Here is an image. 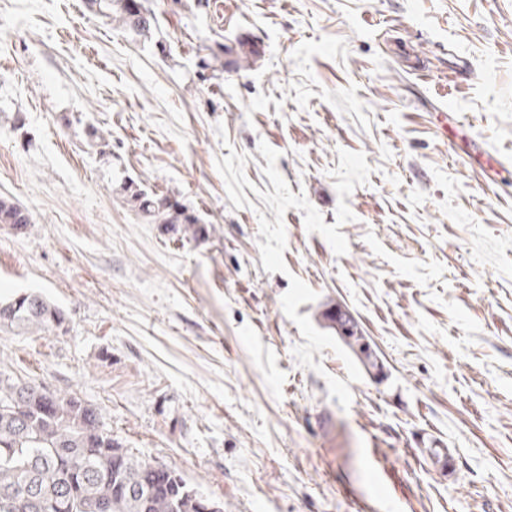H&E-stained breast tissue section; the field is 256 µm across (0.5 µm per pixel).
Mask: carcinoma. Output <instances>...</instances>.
I'll list each match as a JSON object with an SVG mask.
<instances>
[{"mask_svg": "<svg viewBox=\"0 0 512 512\" xmlns=\"http://www.w3.org/2000/svg\"><path fill=\"white\" fill-rule=\"evenodd\" d=\"M94 14L138 35L156 28L148 0H88ZM122 191L153 224H182L197 236L201 217L188 206L167 208L168 196L137 182ZM0 224L27 229L30 216L20 205L0 198ZM64 321L62 310L40 294L0 299V327L45 330ZM347 343L358 347L368 368L376 359L352 320L337 323ZM112 439L99 413L75 394L0 377V512H197L201 492L172 469L122 449L109 459Z\"/></svg>", "mask_w": 512, "mask_h": 512, "instance_id": "carcinoma-1", "label": "carcinoma"}]
</instances>
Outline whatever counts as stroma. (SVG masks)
Listing matches in <instances>:
<instances>
[{"label":"stroma","mask_w":512,"mask_h":512,"mask_svg":"<svg viewBox=\"0 0 512 512\" xmlns=\"http://www.w3.org/2000/svg\"><path fill=\"white\" fill-rule=\"evenodd\" d=\"M150 4L144 39L87 0H0V197L32 221L0 224V296L65 314L0 327V372L76 393L224 512H512V0ZM240 42L258 54L210 69ZM263 141L328 225L338 149L365 154L345 255L291 208L289 272L264 270L275 214L235 208L216 169L247 154L249 202L272 191ZM129 178L176 194L202 235L142 217ZM293 275L318 294L298 315L329 334L327 312L351 315L378 360L349 409L325 381L346 378L339 356L314 353L319 374L292 354ZM434 440L456 480L426 460Z\"/></svg>","instance_id":"1"}]
</instances>
